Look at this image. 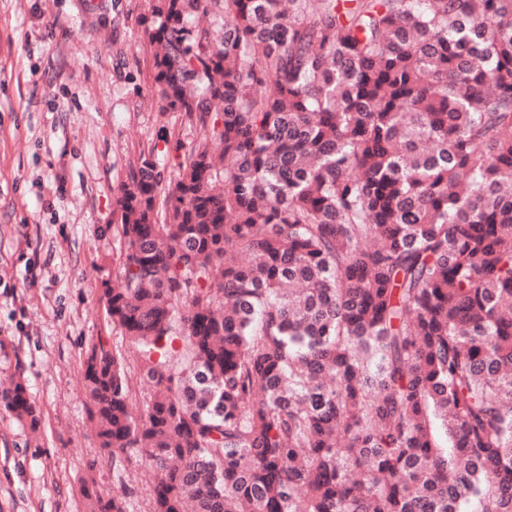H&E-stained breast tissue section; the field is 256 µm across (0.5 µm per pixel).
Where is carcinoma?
<instances>
[{
	"label": "carcinoma",
	"mask_w": 512,
	"mask_h": 512,
	"mask_svg": "<svg viewBox=\"0 0 512 512\" xmlns=\"http://www.w3.org/2000/svg\"><path fill=\"white\" fill-rule=\"evenodd\" d=\"M143 26L202 138L115 197L122 346L83 361L113 468L153 472L147 512H512V0H149ZM0 407L38 424L20 380ZM78 491L128 512L95 460Z\"/></svg>",
	"instance_id": "carcinoma-1"
}]
</instances>
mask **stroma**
<instances>
[{
	"label": "stroma",
	"instance_id": "1",
	"mask_svg": "<svg viewBox=\"0 0 512 512\" xmlns=\"http://www.w3.org/2000/svg\"><path fill=\"white\" fill-rule=\"evenodd\" d=\"M148 0H0V386L25 380L41 429L0 411V512H84L88 460L112 457L85 411L89 342H118L99 302L118 282L112 222L130 159L166 131L150 71Z\"/></svg>",
	"mask_w": 512,
	"mask_h": 512
}]
</instances>
